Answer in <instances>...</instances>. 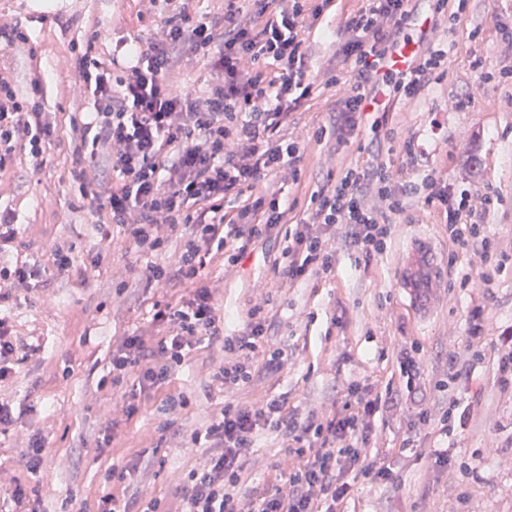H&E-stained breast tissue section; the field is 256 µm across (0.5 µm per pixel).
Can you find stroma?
<instances>
[{
  "mask_svg": "<svg viewBox=\"0 0 512 512\" xmlns=\"http://www.w3.org/2000/svg\"><path fill=\"white\" fill-rule=\"evenodd\" d=\"M335 4L321 28L306 35L311 69L318 75L336 67L344 22L366 2ZM0 22L19 24L28 38L23 48H0V71L57 121L40 166L24 160L0 169V211L15 216L20 259L42 273L35 286L0 303L18 341L32 347L14 374L0 382V398L14 412L13 423L0 426V500L19 486L25 498L17 512H102L111 495L140 510L153 498L177 505L189 472L201 470L212 454L192 438L224 404L217 378L224 342L202 341L160 389L140 390L133 375L113 383V348L124 336L153 334L156 303L176 302L184 290L149 280V267L162 263V255L123 243L122 227H115L114 240L103 238L95 206L81 201L68 179L75 148L69 120L89 109L88 96L76 85L78 57L90 44L105 53L118 40L154 34L160 10L149 0H0ZM446 38L447 80L388 113L394 178L400 183L419 178L403 164L409 141L422 149V164L447 182H460L464 160L473 158L499 198L478 205L476 219L512 247V0H468ZM479 59L490 64L492 79H481L474 70ZM349 88L345 80L317 86L283 130L305 145L300 182L284 172L275 178L296 202V217H304L312 192L333 185L340 167L372 160L367 133L341 147L320 134L330 128L335 102ZM391 220L384 252L365 259L342 250L335 276L318 283H289L275 274V264L285 261L287 241L281 234L236 265L205 269L225 333L235 334L250 304L269 297L268 339L284 355L279 372L255 365L251 382L234 400L256 405L275 398L301 417L312 410L330 412L342 407L354 380L401 389L398 354L405 344L418 343V400L379 422L371 443L377 461L390 467L397 481L358 480L345 512H512V392L502 390L497 379L499 336L512 326V267L482 287L479 253L454 251L443 213L423 199L412 198L410 208ZM420 233L443 259L447 283L426 314L413 309L397 286L402 256ZM60 248L73 257L71 270L58 271ZM465 278L466 289L460 286ZM473 288L483 291V338L478 357L470 361ZM452 356L468 363L466 376L456 381L448 363ZM170 394L180 397L181 405L169 406ZM452 398L471 419L444 435L439 417ZM129 404L136 408L132 418L114 421V410ZM422 407L433 415L425 425L417 419ZM32 434L44 445L34 471L25 458ZM434 448L447 450L448 466L435 465L429 455ZM287 457L281 437L261 432L242 459L247 488L283 486L275 466ZM115 467L126 469L123 482L111 481ZM468 467L475 477L465 475Z\"/></svg>",
  "mask_w": 512,
  "mask_h": 512,
  "instance_id": "obj_1",
  "label": "stroma"
}]
</instances>
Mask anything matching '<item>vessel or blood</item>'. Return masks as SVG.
I'll return each mask as SVG.
<instances>
[{"mask_svg": "<svg viewBox=\"0 0 512 512\" xmlns=\"http://www.w3.org/2000/svg\"><path fill=\"white\" fill-rule=\"evenodd\" d=\"M444 270L432 242L416 237L398 270L397 285L411 304L421 309L432 308L444 286Z\"/></svg>", "mask_w": 512, "mask_h": 512, "instance_id": "1", "label": "vessel or blood"}]
</instances>
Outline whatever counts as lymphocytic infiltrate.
Masks as SVG:
<instances>
[{
    "label": "lymphocytic infiltrate",
    "instance_id": "obj_1",
    "mask_svg": "<svg viewBox=\"0 0 512 512\" xmlns=\"http://www.w3.org/2000/svg\"><path fill=\"white\" fill-rule=\"evenodd\" d=\"M164 2L168 14L158 32L119 44L127 66L88 52L77 62L78 84L90 93L91 110L70 121L71 179L82 199L125 227L135 248L156 251L180 238L179 251L152 266L149 277L189 288L177 302L157 306L153 321L160 335L124 337L112 353L113 382L136 369L140 387L161 388L173 365L207 337L224 340L218 378L225 393L249 384L255 362L280 370L283 354L269 346L265 304L250 307L236 334L222 336L215 293L202 271L216 260L237 263L282 225L288 228V264L277 274L291 282L330 277L340 248L365 258L384 251L391 215L405 212L418 193L445 213L456 249L480 252L484 283H493L512 262V254L473 221L475 196L492 203L491 188L475 181L447 183L432 174L406 186L397 183L391 159L380 153L367 166L344 168L332 187L311 195L306 217L292 219V206L267 177L300 175L301 144L281 130L313 93L317 79L304 35L320 27L332 0H224L223 13L213 16L190 11L188 0ZM409 2L367 0L348 16L339 57L352 76L349 93L336 105L337 145L356 136L369 107L376 114L371 140L381 143L382 114L395 103L417 100L447 77L448 51L437 34L461 17L466 0H429L435 37L399 70L390 58L415 20ZM188 51L213 75L193 95L177 89ZM55 130L39 103L19 99L11 77L0 73V168L19 153L38 162ZM102 167L112 174L106 190L97 176ZM16 238V225L0 219V301L39 275L27 263L10 260ZM400 369L404 390L381 392L355 380L334 412L301 418L284 414L276 400L259 407L225 403L204 433L219 451L190 473L191 485L175 512H338L359 479L394 482L391 469L368 452L377 420L416 393L417 363L410 350H402ZM266 429L288 442L287 486L242 490L241 459Z\"/></svg>",
    "mask_w": 512,
    "mask_h": 512
}]
</instances>
